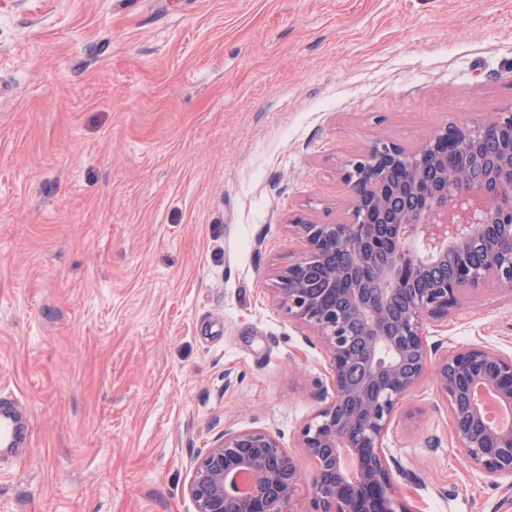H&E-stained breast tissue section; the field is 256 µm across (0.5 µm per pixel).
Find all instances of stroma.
Returning a JSON list of instances; mask_svg holds the SVG:
<instances>
[{
    "mask_svg": "<svg viewBox=\"0 0 512 512\" xmlns=\"http://www.w3.org/2000/svg\"><path fill=\"white\" fill-rule=\"evenodd\" d=\"M512 104V0H0V387L29 439L0 512H195L224 429L299 431L328 362L273 299L289 218L339 219L346 162ZM429 344L512 354V294ZM386 444L411 512H512L432 381Z\"/></svg>",
    "mask_w": 512,
    "mask_h": 512,
    "instance_id": "stroma-1",
    "label": "stroma"
}]
</instances>
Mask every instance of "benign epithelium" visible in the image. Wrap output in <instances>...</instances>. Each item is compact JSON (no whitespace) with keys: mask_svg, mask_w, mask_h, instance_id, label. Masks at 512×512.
Returning a JSON list of instances; mask_svg holds the SVG:
<instances>
[{"mask_svg":"<svg viewBox=\"0 0 512 512\" xmlns=\"http://www.w3.org/2000/svg\"><path fill=\"white\" fill-rule=\"evenodd\" d=\"M505 132L512 106L490 122L445 126L414 150L378 141L344 170L350 199L336 222L289 221L303 249L268 277L279 307L319 339L329 375L299 435L314 463L307 512H410L384 439L403 396L430 372L458 451L512 487V426H490L473 398L485 385L512 406V355L479 344L441 354L425 339L426 326L448 321L464 293L493 283L512 295V148L492 164H448ZM476 239L486 257L474 264L465 255ZM337 249L348 253L346 267L313 279ZM450 257L459 258L452 275L409 293L393 315L406 283ZM338 294L346 306H336ZM302 482L270 430L228 429L196 457L186 491L196 512H286Z\"/></svg>","mask_w":512,"mask_h":512,"instance_id":"1","label":"benign epithelium"}]
</instances>
